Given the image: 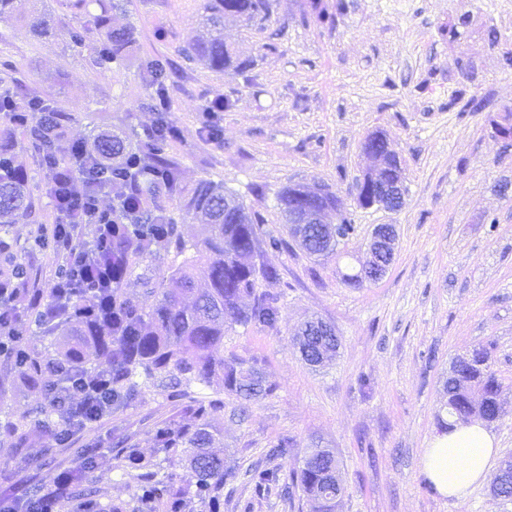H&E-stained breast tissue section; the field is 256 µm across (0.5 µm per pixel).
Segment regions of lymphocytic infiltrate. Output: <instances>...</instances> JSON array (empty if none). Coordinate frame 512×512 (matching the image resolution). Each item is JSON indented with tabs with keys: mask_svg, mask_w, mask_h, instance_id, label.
Listing matches in <instances>:
<instances>
[{
	"mask_svg": "<svg viewBox=\"0 0 512 512\" xmlns=\"http://www.w3.org/2000/svg\"><path fill=\"white\" fill-rule=\"evenodd\" d=\"M84 148H77L67 166L57 168L51 181V199L57 212L52 229L43 231L40 239L60 255L62 264L47 287L29 288L24 275L15 276L12 284L0 285V335L19 338L18 315L12 308L13 296L26 289L38 323H53L62 316V307L74 304L77 315L92 316L86 305L102 284L111 282L112 265L105 257L112 250V228L122 224L132 229L140 208L133 185L125 171L90 168ZM111 203H104V196ZM79 210L81 223L74 224L69 212ZM50 373L64 375L62 401L55 412L63 436H71L87 422L101 418L112 399V377L101 372L90 377L71 371L64 364L50 366Z\"/></svg>",
	"mask_w": 512,
	"mask_h": 512,
	"instance_id": "obj_1",
	"label": "lymphocytic infiltrate"
}]
</instances>
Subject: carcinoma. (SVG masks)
<instances>
[{
    "instance_id": "1",
    "label": "carcinoma",
    "mask_w": 512,
    "mask_h": 512,
    "mask_svg": "<svg viewBox=\"0 0 512 512\" xmlns=\"http://www.w3.org/2000/svg\"><path fill=\"white\" fill-rule=\"evenodd\" d=\"M97 2L99 12L89 11ZM83 9L78 18L83 35L100 36L94 48L97 64L104 66L124 58L136 43L131 26L113 27L112 12L122 9L121 0H76ZM270 17V0H205L203 23L207 35L190 47L191 54L212 69L238 68L224 43V19L233 18L247 25H262ZM15 110L28 112L39 106V115L19 124L22 134L42 157L54 166L71 158L66 134L71 114L56 103H48L23 87L6 91ZM164 142L150 139L138 152L127 148L125 139L109 132L90 135L85 147L88 160L127 164L131 179L141 189L138 235L119 225L112 234V267L118 276L112 279L107 307L112 315L105 321L78 324L61 319L40 326L51 337L50 344L20 348L16 362L26 367L24 382L40 394L54 384L47 371L36 373L48 363H66L85 372L106 370L112 374V407L128 406L139 394V379L151 380L167 388L209 385L221 382L222 389L245 403L272 392L260 373L236 358H224L226 327L233 324H258L276 328L281 313L275 294L255 296L258 281L272 271L256 266L253 257L259 226L254 224L242 203L224 190V185L209 179L199 180L186 198L185 206L201 224V236L184 239L179 225L160 204L162 190H179L178 168L163 156ZM154 158V168H132L136 154ZM298 186H289L276 194L283 215L302 204L336 209V196L301 198ZM32 208V200L19 167L14 165L11 147L0 148V229L15 223L17 217ZM301 247L311 256H328L335 251L336 228L330 224H305ZM156 246H167L183 256L168 273L160 274L140 262ZM141 288L144 299L127 292L129 284ZM298 344L305 357L317 358L323 352H336L339 339L327 336L320 328L306 323L298 332ZM488 351L477 348L457 358L452 365L446 391L448 412L456 417L477 412L494 422L504 415L499 400V383L488 370ZM223 408L221 402H197L187 408L195 422L169 419L154 434L157 452L185 456L189 473L186 484L161 473V461L148 458L140 449L123 441L117 445V457L125 474L139 482L138 512H191L200 501L209 512L224 507V481L234 473L226 458L212 448L216 427L213 416ZM338 462L326 448H314L293 472L296 485L311 503L312 512H335L343 493L336 481ZM254 492L259 494L279 482V472L255 465L248 471Z\"/></svg>"
}]
</instances>
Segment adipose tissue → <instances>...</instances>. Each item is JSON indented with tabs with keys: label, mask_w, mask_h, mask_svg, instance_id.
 <instances>
[{
	"label": "adipose tissue",
	"mask_w": 512,
	"mask_h": 512,
	"mask_svg": "<svg viewBox=\"0 0 512 512\" xmlns=\"http://www.w3.org/2000/svg\"><path fill=\"white\" fill-rule=\"evenodd\" d=\"M498 452L494 435L481 423H460L431 440L423 470L442 495L459 499L486 478Z\"/></svg>",
	"instance_id": "adipose-tissue-1"
}]
</instances>
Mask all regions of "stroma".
Returning <instances> with one entry per match:
<instances>
[{"label": "stroma", "instance_id": "obj_1", "mask_svg": "<svg viewBox=\"0 0 512 512\" xmlns=\"http://www.w3.org/2000/svg\"><path fill=\"white\" fill-rule=\"evenodd\" d=\"M203 0H125L116 24L136 31L135 53L103 70L73 34L70 0H28L27 13L0 19V91L23 84L61 103L76 121L71 141L90 130L143 140L161 102L180 130L164 145L182 186L223 183L260 224L254 256L272 270L259 289L280 295L276 328L234 326L224 354L260 369L271 396L239 416V400L218 385L186 392L143 384L127 407L68 441L43 420L39 392L24 369L0 353V495L18 512L84 457L102 465L84 475L105 508L131 512L137 484L118 466L115 447L130 440L145 455L162 421L196 399H220L217 446L236 469L224 484V512H309L297 488L255 494L247 468L274 459L288 472L314 445L332 449L344 486L336 512H512L490 481L461 500L433 488L421 464L447 418L445 382L453 361L491 345L489 364L506 409L489 423L500 455L512 453V139L495 123L512 110V0H272L263 28L227 23L224 38L247 68L221 72L188 56L201 28ZM47 15L48 38L31 14ZM225 102L213 111L214 101ZM382 133L399 154L408 194L389 212L357 203L366 162L362 143ZM15 159L26 173L30 217L6 235L32 280L47 286L61 259L39 248L53 224L49 176L23 137ZM292 183L327 186L356 226L335 255L317 260L288 235L275 195ZM378 224L397 227L393 261L381 279L349 287ZM281 239L280 247L269 244ZM330 324L337 358L312 366L294 335L306 320Z\"/></svg>", "mask_w": 512, "mask_h": 512}]
</instances>
